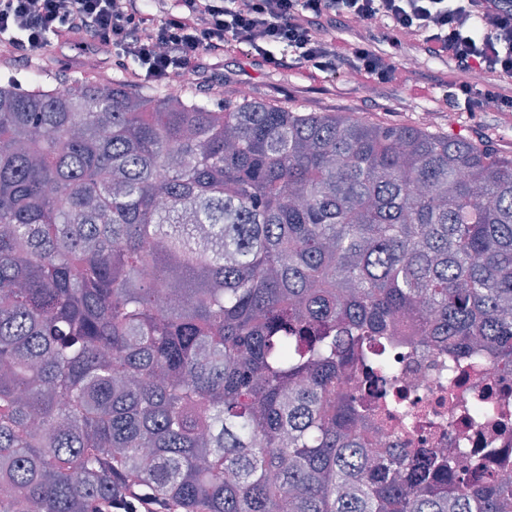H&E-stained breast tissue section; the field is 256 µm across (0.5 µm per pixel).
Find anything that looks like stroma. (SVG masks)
Returning a JSON list of instances; mask_svg holds the SVG:
<instances>
[{
	"label": "stroma",
	"mask_w": 512,
	"mask_h": 512,
	"mask_svg": "<svg viewBox=\"0 0 512 512\" xmlns=\"http://www.w3.org/2000/svg\"><path fill=\"white\" fill-rule=\"evenodd\" d=\"M223 69V88L210 93L211 99L217 102L237 96L241 84L246 83L254 95L274 105H301L310 112H345L372 122L417 126L422 114L431 112L435 115L433 130L484 140L500 153L512 155V123L493 112L471 116L446 107L440 97L417 99L391 86L356 88L342 81L312 85L246 56L226 59ZM111 70V62L88 60L86 52L74 44L54 46L44 57L30 63L0 62V77L37 71L47 86L71 79L98 84L103 74Z\"/></svg>",
	"instance_id": "1"
}]
</instances>
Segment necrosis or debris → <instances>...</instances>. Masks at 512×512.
Wrapping results in <instances>:
<instances>
[{"label": "necrosis or debris", "mask_w": 512, "mask_h": 512, "mask_svg": "<svg viewBox=\"0 0 512 512\" xmlns=\"http://www.w3.org/2000/svg\"><path fill=\"white\" fill-rule=\"evenodd\" d=\"M387 356L397 378L388 395L415 419L406 434L385 428L383 447H402L409 437L416 447L432 449L462 466L474 456L507 461L512 478V431L503 432L480 411L487 398L512 413V371L489 357L471 363L423 351L405 336L395 338Z\"/></svg>", "instance_id": "4bbe7bcc"}]
</instances>
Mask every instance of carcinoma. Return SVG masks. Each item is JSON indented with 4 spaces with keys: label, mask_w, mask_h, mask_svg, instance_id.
<instances>
[{
    "label": "carcinoma",
    "mask_w": 512,
    "mask_h": 512,
    "mask_svg": "<svg viewBox=\"0 0 512 512\" xmlns=\"http://www.w3.org/2000/svg\"><path fill=\"white\" fill-rule=\"evenodd\" d=\"M512 369V157L116 79L0 84V512H512L378 447L398 317Z\"/></svg>",
    "instance_id": "1"
}]
</instances>
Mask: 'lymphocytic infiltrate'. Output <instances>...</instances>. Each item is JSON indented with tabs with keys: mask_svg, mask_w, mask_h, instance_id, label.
Instances as JSON below:
<instances>
[{
	"mask_svg": "<svg viewBox=\"0 0 512 512\" xmlns=\"http://www.w3.org/2000/svg\"><path fill=\"white\" fill-rule=\"evenodd\" d=\"M356 22L372 34L337 36ZM71 41L111 55L134 86L241 53L311 84L338 78L419 97L431 86L400 53L414 46L448 68L446 105L472 115L492 100L512 117V0H0V58L33 61Z\"/></svg>",
	"mask_w": 512,
	"mask_h": 512,
	"instance_id": "lymphocytic-infiltrate-1",
	"label": "lymphocytic infiltrate"
}]
</instances>
